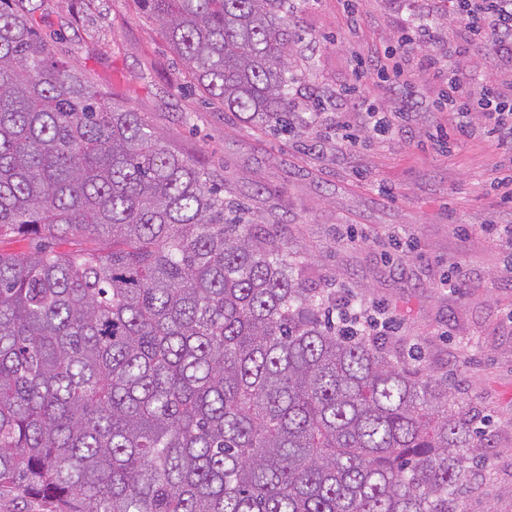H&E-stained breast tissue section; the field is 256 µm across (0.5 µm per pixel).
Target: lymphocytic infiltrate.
<instances>
[{"label":"lymphocytic infiltrate","mask_w":512,"mask_h":512,"mask_svg":"<svg viewBox=\"0 0 512 512\" xmlns=\"http://www.w3.org/2000/svg\"><path fill=\"white\" fill-rule=\"evenodd\" d=\"M451 23L462 24L466 36L445 57L428 58L430 67L448 76V109L455 116L454 132L463 137L473 130L471 114L481 110L482 128L505 151L512 153V105L497 102L492 87H475L459 70V60L472 49L490 47L495 58L512 62V0H451Z\"/></svg>","instance_id":"f902f5d3"}]
</instances>
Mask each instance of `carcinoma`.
<instances>
[{
    "instance_id": "cac0c4a2",
    "label": "carcinoma",
    "mask_w": 512,
    "mask_h": 512,
    "mask_svg": "<svg viewBox=\"0 0 512 512\" xmlns=\"http://www.w3.org/2000/svg\"><path fill=\"white\" fill-rule=\"evenodd\" d=\"M193 84L288 130L289 0H136ZM0 0V493L54 512H464L482 432L348 326L216 175Z\"/></svg>"
}]
</instances>
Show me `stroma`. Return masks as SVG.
<instances>
[{
  "label": "stroma",
  "instance_id": "stroma-1",
  "mask_svg": "<svg viewBox=\"0 0 512 512\" xmlns=\"http://www.w3.org/2000/svg\"><path fill=\"white\" fill-rule=\"evenodd\" d=\"M291 105L312 127L264 131L190 90L180 59L136 0H43L42 32L103 91L148 120L173 148L216 169L253 229L288 249L306 284L374 314L368 332L446 381L480 427L483 461L461 495L466 512H512V168L481 132L460 138L446 80L426 65L448 52L446 0H290ZM436 35L406 52L409 15ZM392 60L402 81L357 86L358 61ZM512 103V63L482 51L461 61ZM322 113H314L313 99ZM386 119L369 124L367 110Z\"/></svg>",
  "mask_w": 512,
  "mask_h": 512
}]
</instances>
